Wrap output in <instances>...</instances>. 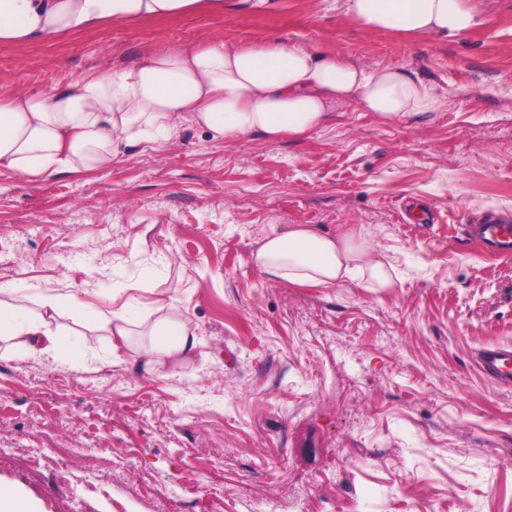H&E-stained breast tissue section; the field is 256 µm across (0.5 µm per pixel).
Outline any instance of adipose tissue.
<instances>
[{
    "instance_id": "ef3b65f1",
    "label": "adipose tissue",
    "mask_w": 512,
    "mask_h": 512,
    "mask_svg": "<svg viewBox=\"0 0 512 512\" xmlns=\"http://www.w3.org/2000/svg\"><path fill=\"white\" fill-rule=\"evenodd\" d=\"M369 30L423 37L458 36L478 24L462 0H343ZM224 0H0V43L49 41L108 22L220 13ZM356 103L383 124L436 111L435 87L402 66H365L284 39L208 40L156 50L136 64L92 72L49 92H0V170L34 180L94 171L125 161L134 147L172 142L186 128L213 141L251 135L268 142L300 139L326 126L337 107ZM261 274L293 285L335 287L369 276L392 277L361 233L328 235L297 225L268 235L254 255ZM32 309L0 301V339L26 354L62 345L53 318L61 307L85 312L79 295L43 293ZM199 338L190 320L158 317L132 364L163 377L170 361L192 355Z\"/></svg>"
}]
</instances>
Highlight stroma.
<instances>
[{
    "mask_svg": "<svg viewBox=\"0 0 512 512\" xmlns=\"http://www.w3.org/2000/svg\"><path fill=\"white\" fill-rule=\"evenodd\" d=\"M237 2L0 43V90L205 38H285L408 66L441 105L398 125L348 105L275 144L190 128L97 171L1 172V290L127 303L143 332L161 303L201 343L160 378L66 308L62 354L0 341V482L38 512H512V388L474 360L512 345V256L465 231L473 214L512 211V0H465L479 24L448 39L364 29L339 0ZM411 203L433 222L406 224ZM298 224L362 231L392 286L261 274L264 237Z\"/></svg>",
    "mask_w": 512,
    "mask_h": 512,
    "instance_id": "stroma-1",
    "label": "stroma"
}]
</instances>
